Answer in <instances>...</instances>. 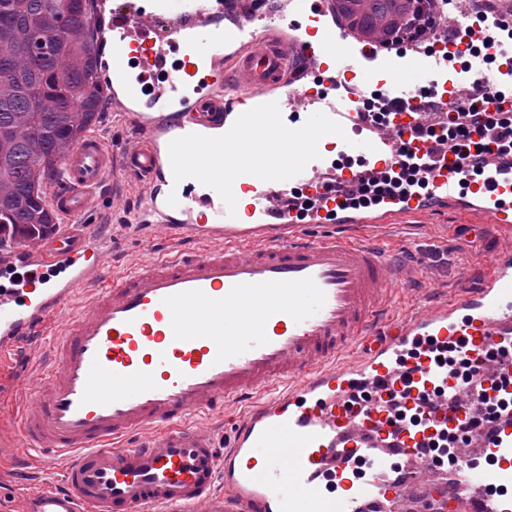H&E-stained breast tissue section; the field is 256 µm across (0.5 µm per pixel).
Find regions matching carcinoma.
Returning a JSON list of instances; mask_svg holds the SVG:
<instances>
[{
    "label": "carcinoma",
    "mask_w": 512,
    "mask_h": 512,
    "mask_svg": "<svg viewBox=\"0 0 512 512\" xmlns=\"http://www.w3.org/2000/svg\"><path fill=\"white\" fill-rule=\"evenodd\" d=\"M93 0H0V229L55 223L58 159L107 110Z\"/></svg>",
    "instance_id": "1"
}]
</instances>
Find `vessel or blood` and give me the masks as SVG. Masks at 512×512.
Masks as SVG:
<instances>
[{"instance_id":"1","label":"vessel or blood","mask_w":512,"mask_h":512,"mask_svg":"<svg viewBox=\"0 0 512 512\" xmlns=\"http://www.w3.org/2000/svg\"><path fill=\"white\" fill-rule=\"evenodd\" d=\"M266 14L239 0L227 27L224 0H115L105 62L112 103L140 131L132 143L81 138L57 163L50 204L63 226L29 244H6L13 273L0 283V349L34 334L90 281L88 315L59 324L38 404L20 408L27 451L67 458L62 487L28 495L22 512H512V416L477 429L443 469L415 446L397 416L405 380L428 377L447 394L420 404L425 418L456 427L481 407L479 392L512 374V249L478 282L462 276L450 302L408 319H378L395 287L417 266L368 240L317 234V227L361 223L346 206L369 180L400 161L406 142L431 152V190L385 196L386 215H406L453 199L458 175L447 142H426L442 123L412 110L418 84L488 95L483 136L508 117L512 95L501 76L459 83L442 57L386 65L385 96L401 124L366 112L330 109L322 95L299 99L284 78L329 85L357 78L382 49L379 37L342 48L326 27L302 37L255 42L259 18L299 29L297 11L317 20L334 0H298ZM236 61L226 84L223 60ZM342 143L352 164L328 163L320 142ZM132 176L147 188L139 224L204 243L174 256L153 252L121 278L106 277L104 243L82 219L108 179ZM469 204L491 223H512V184L479 182ZM224 245L209 248V241ZM488 351L480 383L445 377L434 345ZM363 365L338 368L350 349ZM256 395L234 422L225 453L192 417ZM152 429L150 441H134Z\"/></svg>"}]
</instances>
